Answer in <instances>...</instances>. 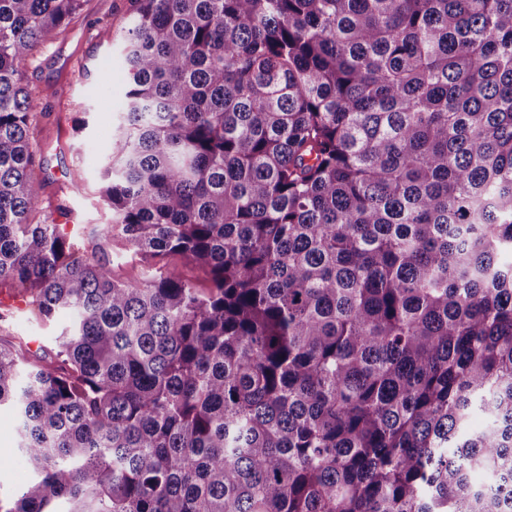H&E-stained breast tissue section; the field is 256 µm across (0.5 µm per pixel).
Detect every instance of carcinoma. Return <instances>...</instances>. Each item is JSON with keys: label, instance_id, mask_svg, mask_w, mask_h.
<instances>
[{"label": "carcinoma", "instance_id": "cac0c4a2", "mask_svg": "<svg viewBox=\"0 0 512 512\" xmlns=\"http://www.w3.org/2000/svg\"><path fill=\"white\" fill-rule=\"evenodd\" d=\"M80 2L0 0V293L69 317L0 512H512V0H132L103 232L206 291L32 217ZM166 265L169 268H177L184 277L193 281L198 288L206 291L210 288V281L205 271L199 267L185 265L179 256H168L161 261L156 268Z\"/></svg>", "mask_w": 512, "mask_h": 512}]
</instances>
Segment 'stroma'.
<instances>
[{
    "label": "stroma",
    "mask_w": 512,
    "mask_h": 512,
    "mask_svg": "<svg viewBox=\"0 0 512 512\" xmlns=\"http://www.w3.org/2000/svg\"><path fill=\"white\" fill-rule=\"evenodd\" d=\"M130 8L131 0H83L80 12L51 34L24 69L26 83L37 92L33 106L44 167L41 203L54 220L69 221L72 231L99 243L113 277L125 282L142 277L143 262L120 235L105 238L99 231L110 220L101 198L102 171L128 82L121 41ZM106 26L112 29L108 42L100 36ZM66 322L63 314L52 322L34 319L21 305L12 319L0 321V336L34 353L51 345ZM16 427L13 410L1 406L0 493L6 495L17 493L31 477L17 448Z\"/></svg>",
    "instance_id": "obj_1"
}]
</instances>
